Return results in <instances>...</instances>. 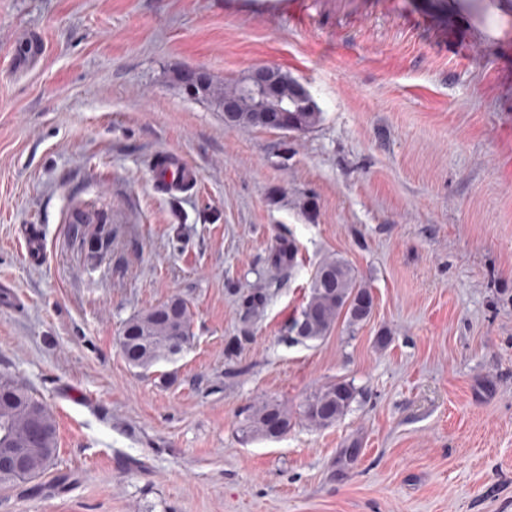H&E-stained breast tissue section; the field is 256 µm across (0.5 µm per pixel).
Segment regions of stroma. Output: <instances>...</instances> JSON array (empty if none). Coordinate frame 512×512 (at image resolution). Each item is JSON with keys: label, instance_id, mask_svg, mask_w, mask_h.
Masks as SVG:
<instances>
[{"label": "stroma", "instance_id": "35a3bbf8", "mask_svg": "<svg viewBox=\"0 0 512 512\" xmlns=\"http://www.w3.org/2000/svg\"><path fill=\"white\" fill-rule=\"evenodd\" d=\"M265 66L310 92L314 129L227 126L173 80ZM164 152L195 186L155 182ZM76 209L112 232L94 269ZM328 256L372 317L289 342ZM0 282V376L58 448L0 512H512V0H0ZM174 297L190 343L131 367L124 323ZM336 381L349 411L308 425ZM266 400L288 432L244 436ZM355 398V389L348 383L325 385L311 394L302 405L303 418L316 428L329 427L347 412Z\"/></svg>", "mask_w": 512, "mask_h": 512}]
</instances>
